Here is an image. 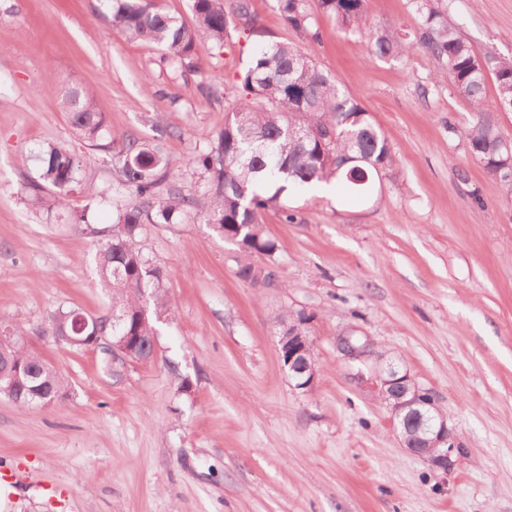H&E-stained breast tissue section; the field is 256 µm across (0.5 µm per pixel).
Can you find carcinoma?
Wrapping results in <instances>:
<instances>
[{"mask_svg":"<svg viewBox=\"0 0 512 512\" xmlns=\"http://www.w3.org/2000/svg\"><path fill=\"white\" fill-rule=\"evenodd\" d=\"M103 15L132 40L148 41L165 50L162 62L193 68L202 43L224 47L231 39L221 0H189L192 21L160 10L154 0H100ZM284 26L317 38L309 0H275ZM320 13L345 32L366 27L368 0H316ZM418 25L409 34L390 28L372 36L379 58L428 54L435 78L449 81L470 103L472 117L454 132L470 154L512 198V161L500 131L497 112L512 111V60L481 55L448 25L431 0H414ZM236 13L254 34L257 19L250 0H235ZM496 100L485 101L488 77ZM242 94L227 105L228 118L210 144L184 162L202 185L199 195L159 193L170 175L169 159L149 143L107 129L102 112L86 92L73 87L59 96L73 135L90 147L112 153L117 185L133 201L116 213L112 235L99 248L98 285L109 294L112 318L96 320L101 335L136 336L152 344L158 323L173 311L162 288L163 270L143 252L141 237L148 224H176L195 213L205 217L214 233L241 254L240 280L270 281L274 271L255 266L250 257H273L276 244L265 233L261 211L280 203L292 186L337 179L353 191L369 190V178L393 164L386 138L365 109L346 96L336 79L324 72L295 44L273 41L257 48L238 74ZM36 157L39 180L28 183V204L52 213L65 206L83 169L76 150L49 143ZM73 312L59 311L50 324L72 334ZM19 373L10 399L20 406H45L64 398L63 378L40 356L20 344L0 362V376Z\"/></svg>","mask_w":512,"mask_h":512,"instance_id":"obj_1","label":"carcinoma"}]
</instances>
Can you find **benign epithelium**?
<instances>
[{"instance_id": "1", "label": "benign epithelium", "mask_w": 512, "mask_h": 512, "mask_svg": "<svg viewBox=\"0 0 512 512\" xmlns=\"http://www.w3.org/2000/svg\"><path fill=\"white\" fill-rule=\"evenodd\" d=\"M77 332L82 337L66 336L64 340L88 345L95 343L99 336L97 327L91 326L81 315L78 316ZM336 349L346 361L365 362L375 356L370 340L361 341L349 335L336 338ZM112 350L141 361H147L155 354L153 350L138 349L130 336L112 343ZM278 350L288 375L296 384L302 388L312 386L317 377V366L309 337L297 329L292 330L280 337ZM366 383L388 403L402 446L435 467L447 468L449 454L455 449L447 418L435 402L422 398L421 389L410 373L390 366L374 373Z\"/></svg>"}]
</instances>
